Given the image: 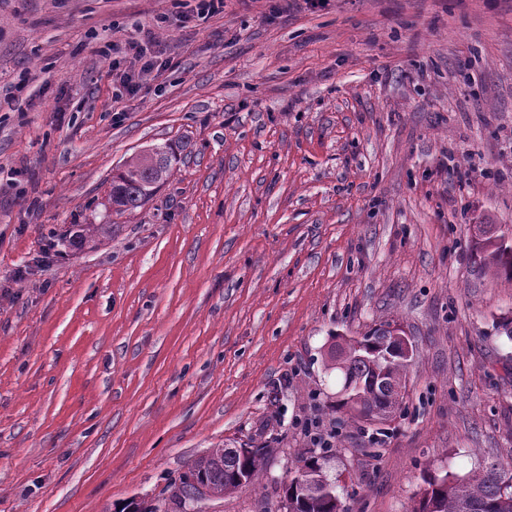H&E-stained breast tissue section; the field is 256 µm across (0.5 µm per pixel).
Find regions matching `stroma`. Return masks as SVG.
<instances>
[{"label": "stroma", "mask_w": 512, "mask_h": 512, "mask_svg": "<svg viewBox=\"0 0 512 512\" xmlns=\"http://www.w3.org/2000/svg\"><path fill=\"white\" fill-rule=\"evenodd\" d=\"M165 142L170 179L113 212ZM486 219L512 227V0H0V512H182L169 482L241 444L262 481L201 512H284L310 424L347 512L512 457ZM391 317L415 353L374 444L325 357ZM170 144L151 145L129 158L112 175L109 202L115 212L141 207L169 177L176 164Z\"/></svg>", "instance_id": "1"}]
</instances>
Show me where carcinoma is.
Returning <instances> with one entry per match:
<instances>
[{"mask_svg": "<svg viewBox=\"0 0 512 512\" xmlns=\"http://www.w3.org/2000/svg\"><path fill=\"white\" fill-rule=\"evenodd\" d=\"M176 153L169 144L151 145L127 158L112 175L109 202L117 212L141 207L154 190L169 177L176 164ZM109 224H80L74 242L109 232ZM474 257L481 267L497 278L512 282V246L483 247L474 244ZM397 321L384 320L361 338L336 337L326 359V368L339 376L334 411L351 419L373 422L375 411L400 408L404 398L410 360L396 354L385 356L390 327ZM386 371L394 387L381 391L374 388L377 372ZM264 449L247 454L231 448H213L187 465L170 484L171 498L186 505L193 486L184 476L199 480L205 496L222 499L240 488L238 479L254 486L262 477ZM412 512H512V458L493 460L465 477L430 473ZM285 512H346L336 491V481L326 471V457L303 455L293 476L285 486Z\"/></svg>", "mask_w": 512, "mask_h": 512, "instance_id": "cac0c4a2", "label": "carcinoma"}]
</instances>
